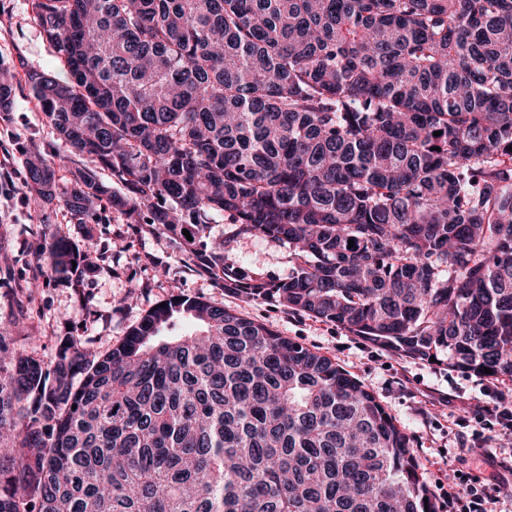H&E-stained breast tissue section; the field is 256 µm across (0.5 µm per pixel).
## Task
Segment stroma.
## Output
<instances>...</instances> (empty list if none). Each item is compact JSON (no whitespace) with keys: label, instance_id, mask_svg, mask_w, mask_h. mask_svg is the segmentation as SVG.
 <instances>
[{"label":"stroma","instance_id":"stroma-1","mask_svg":"<svg viewBox=\"0 0 512 512\" xmlns=\"http://www.w3.org/2000/svg\"><path fill=\"white\" fill-rule=\"evenodd\" d=\"M32 71L62 72L39 26L34 0H0V76L11 89L9 107L0 110V155L7 157L0 165V329L14 331L19 352L49 360L71 334L106 353L147 312L180 291L265 323L358 378L411 438L430 487L450 481L463 489L472 476L492 472L487 462L461 463L465 451L448 430L449 420L484 398L474 373L397 355L276 300L252 299L226 288L223 278L204 269L184 238L154 223L153 207H139L130 216L105 202L77 217L62 200L34 201L27 159L35 151L53 166L59 187L68 186L73 172L81 169L93 170L114 194H126L127 187L58 138L31 93L27 77ZM208 224L211 237L231 241L226 263L271 280L291 273L287 244L235 235L220 214ZM90 237L99 245L96 271L68 277L46 265L45 251L53 241L79 248Z\"/></svg>","mask_w":512,"mask_h":512}]
</instances>
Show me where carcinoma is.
I'll list each match as a JSON object with an SVG mask.
<instances>
[{"mask_svg":"<svg viewBox=\"0 0 512 512\" xmlns=\"http://www.w3.org/2000/svg\"><path fill=\"white\" fill-rule=\"evenodd\" d=\"M35 9L68 78L30 73L33 96L131 189L61 190L33 155L39 200H169L156 221L241 294L512 381V0ZM214 212L288 244L292 274L224 263ZM96 247L49 256L66 274ZM62 342L45 362L0 335V512H437L373 391L262 323L182 295L104 354Z\"/></svg>","mask_w":512,"mask_h":512,"instance_id":"cac0c4a2","label":"carcinoma"}]
</instances>
